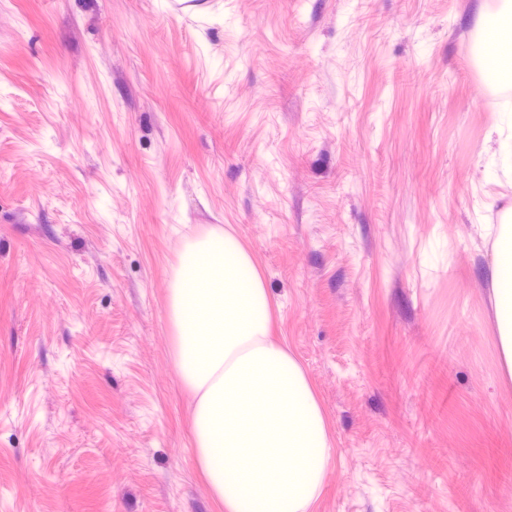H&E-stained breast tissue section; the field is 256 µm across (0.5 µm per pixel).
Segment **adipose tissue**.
I'll return each instance as SVG.
<instances>
[{"label": "adipose tissue", "mask_w": 512, "mask_h": 512, "mask_svg": "<svg viewBox=\"0 0 512 512\" xmlns=\"http://www.w3.org/2000/svg\"><path fill=\"white\" fill-rule=\"evenodd\" d=\"M482 80L506 89L492 175L512 183V25L477 8ZM171 291L174 360L191 397L197 466L224 512H309L333 456L325 411L287 346L272 338L273 303L249 253L212 229L181 255ZM491 296L502 378L512 381V225L492 245Z\"/></svg>", "instance_id": "adipose-tissue-1"}]
</instances>
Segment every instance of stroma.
<instances>
[{
    "mask_svg": "<svg viewBox=\"0 0 512 512\" xmlns=\"http://www.w3.org/2000/svg\"><path fill=\"white\" fill-rule=\"evenodd\" d=\"M497 0H0V512H224L170 288L252 255L333 445L311 512H512ZM510 12L511 55L508 52L507 18L488 15L486 6L477 8L478 24L483 29L484 65L482 80L489 88L510 87V95L502 97L498 104L493 131L497 149L492 175L499 183L512 182V2L504 0ZM511 223V219H510ZM500 224L492 245L491 296L500 331L502 379L512 381V225Z\"/></svg>",
    "mask_w": 512,
    "mask_h": 512,
    "instance_id": "1",
    "label": "stroma"
}]
</instances>
